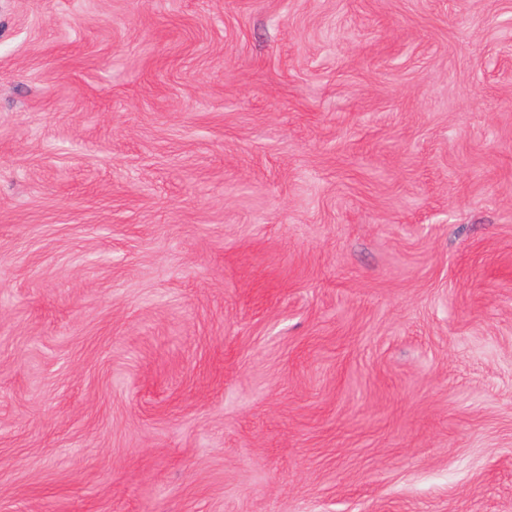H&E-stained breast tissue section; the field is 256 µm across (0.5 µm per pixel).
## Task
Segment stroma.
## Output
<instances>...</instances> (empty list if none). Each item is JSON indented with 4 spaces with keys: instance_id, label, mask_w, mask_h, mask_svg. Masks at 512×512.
Returning <instances> with one entry per match:
<instances>
[{
    "instance_id": "35a3bbf8",
    "label": "stroma",
    "mask_w": 512,
    "mask_h": 512,
    "mask_svg": "<svg viewBox=\"0 0 512 512\" xmlns=\"http://www.w3.org/2000/svg\"><path fill=\"white\" fill-rule=\"evenodd\" d=\"M0 512H512V0H0Z\"/></svg>"
}]
</instances>
